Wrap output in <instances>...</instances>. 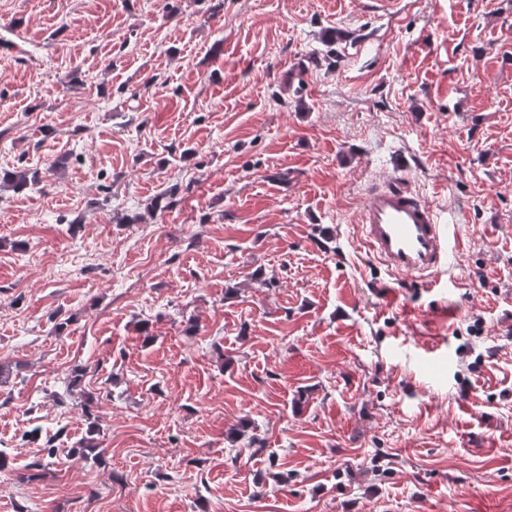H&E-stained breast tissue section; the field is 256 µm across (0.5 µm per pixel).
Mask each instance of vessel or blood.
<instances>
[{"label":"vessel or blood","instance_id":"b4317fda","mask_svg":"<svg viewBox=\"0 0 512 512\" xmlns=\"http://www.w3.org/2000/svg\"><path fill=\"white\" fill-rule=\"evenodd\" d=\"M358 224L363 241L391 274L436 279L448 262V225L409 185L388 181L370 186Z\"/></svg>","mask_w":512,"mask_h":512}]
</instances>
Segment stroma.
Segmentation results:
<instances>
[{
    "mask_svg": "<svg viewBox=\"0 0 512 512\" xmlns=\"http://www.w3.org/2000/svg\"><path fill=\"white\" fill-rule=\"evenodd\" d=\"M0 512H512V0H0ZM363 241L393 275H416L439 281L448 255L449 225L407 184L386 181L370 186L358 213Z\"/></svg>",
    "mask_w": 512,
    "mask_h": 512,
    "instance_id": "1",
    "label": "stroma"
}]
</instances>
